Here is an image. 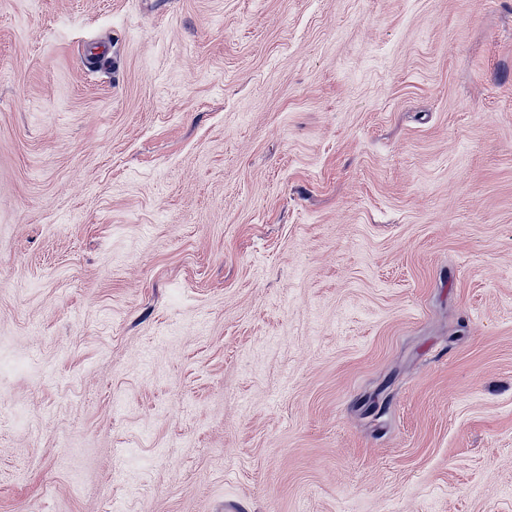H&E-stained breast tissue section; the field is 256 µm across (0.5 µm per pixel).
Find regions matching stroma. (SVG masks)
<instances>
[{"instance_id":"obj_1","label":"stroma","mask_w":512,"mask_h":512,"mask_svg":"<svg viewBox=\"0 0 512 512\" xmlns=\"http://www.w3.org/2000/svg\"><path fill=\"white\" fill-rule=\"evenodd\" d=\"M512 512V0H0V512Z\"/></svg>"}]
</instances>
